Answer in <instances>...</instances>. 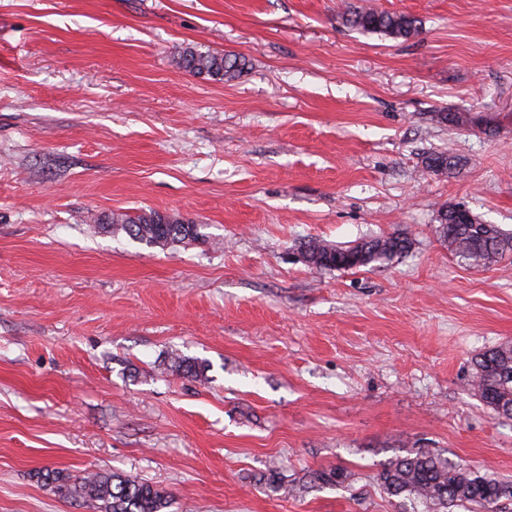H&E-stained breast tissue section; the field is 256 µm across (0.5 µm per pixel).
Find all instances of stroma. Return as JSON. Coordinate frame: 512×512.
Segmentation results:
<instances>
[{
  "instance_id": "35a3bbf8",
  "label": "stroma",
  "mask_w": 512,
  "mask_h": 512,
  "mask_svg": "<svg viewBox=\"0 0 512 512\" xmlns=\"http://www.w3.org/2000/svg\"><path fill=\"white\" fill-rule=\"evenodd\" d=\"M357 2L421 32L350 30L346 0H0V512H96L48 469L135 475L169 512H398L375 476L417 448L512 481V419L468 388L512 342V260L435 233L451 203L512 230V0ZM187 47L249 68L191 75ZM458 111L493 135L436 120ZM445 150L465 166L422 173ZM149 210L203 240L94 222ZM398 230L380 267L300 256ZM351 473L343 468H336L330 470H318L312 473L309 481H305L300 485L302 493H308L311 489L319 485H336L342 486L346 483L349 484Z\"/></svg>"
}]
</instances>
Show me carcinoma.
Returning <instances> with one entry per match:
<instances>
[{
  "label": "carcinoma",
  "mask_w": 512,
  "mask_h": 512,
  "mask_svg": "<svg viewBox=\"0 0 512 512\" xmlns=\"http://www.w3.org/2000/svg\"><path fill=\"white\" fill-rule=\"evenodd\" d=\"M348 27L405 41L419 35L420 21L407 14L380 12L350 5L341 15ZM177 66L198 77L215 81L239 78L249 66L247 59L232 52L202 51L188 47L176 58ZM464 166V159L449 152L423 156L427 173H452ZM112 230H121L148 247H166L197 241L201 225L156 211H141L111 218ZM437 233L448 251L472 267H483L512 256V233L497 224L478 220L463 205L441 209ZM412 239L404 232L363 237L340 247L312 238L301 245L306 263L316 270H349L387 264L406 256ZM469 386L475 396L493 412L512 417V344L480 351L471 357ZM179 374L204 380L205 367L194 359L174 356ZM351 473L343 468L318 470L300 485L303 493L319 485L342 486ZM46 484L63 499H83L96 504L98 512H165L171 505L167 493L137 476L123 473H89L72 478L59 471L43 474ZM376 482L388 498L422 504L424 512H501L500 502L512 500V484L480 474L448 457L430 450H417L397 457L376 475Z\"/></svg>",
  "instance_id": "obj_1"
}]
</instances>
